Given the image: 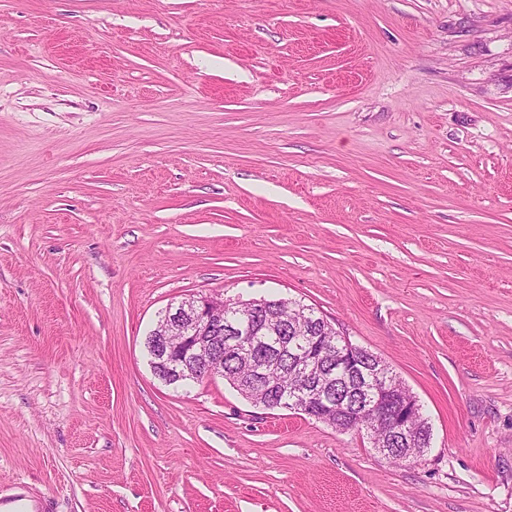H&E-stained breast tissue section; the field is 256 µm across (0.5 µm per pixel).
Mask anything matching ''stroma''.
Returning <instances> with one entry per match:
<instances>
[{
    "label": "stroma",
    "mask_w": 512,
    "mask_h": 512,
    "mask_svg": "<svg viewBox=\"0 0 512 512\" xmlns=\"http://www.w3.org/2000/svg\"><path fill=\"white\" fill-rule=\"evenodd\" d=\"M302 301L433 444L169 386L201 293ZM57 512H512V0H0V488Z\"/></svg>",
    "instance_id": "1"
}]
</instances>
